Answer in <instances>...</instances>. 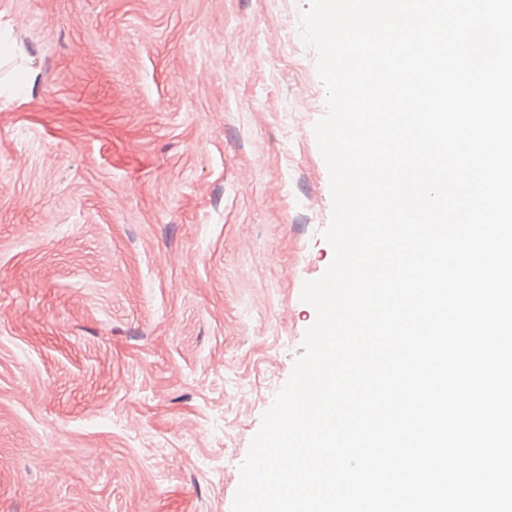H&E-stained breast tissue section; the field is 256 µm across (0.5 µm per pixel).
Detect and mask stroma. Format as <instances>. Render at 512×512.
Here are the masks:
<instances>
[{"label": "stroma", "mask_w": 512, "mask_h": 512, "mask_svg": "<svg viewBox=\"0 0 512 512\" xmlns=\"http://www.w3.org/2000/svg\"><path fill=\"white\" fill-rule=\"evenodd\" d=\"M307 0H0V512H232L333 251Z\"/></svg>", "instance_id": "obj_1"}]
</instances>
